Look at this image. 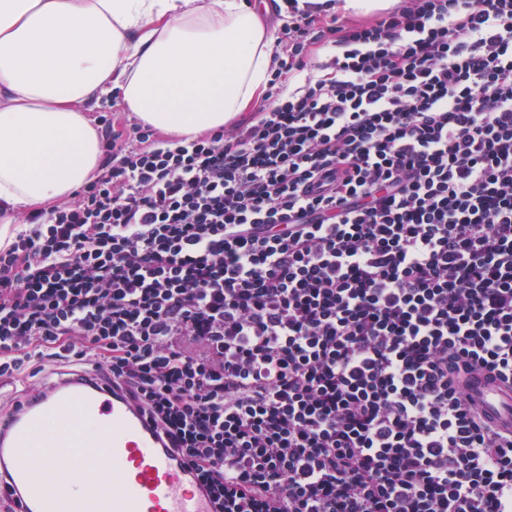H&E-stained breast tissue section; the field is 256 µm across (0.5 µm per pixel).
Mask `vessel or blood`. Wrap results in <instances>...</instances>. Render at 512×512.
<instances>
[{
  "mask_svg": "<svg viewBox=\"0 0 512 512\" xmlns=\"http://www.w3.org/2000/svg\"><path fill=\"white\" fill-rule=\"evenodd\" d=\"M465 393L512 430V388L476 373ZM0 420V503L8 512H213L167 436L90 371L52 374ZM111 471V482L100 475Z\"/></svg>",
  "mask_w": 512,
  "mask_h": 512,
  "instance_id": "1",
  "label": "vessel or blood"
}]
</instances>
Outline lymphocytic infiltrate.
I'll return each mask as SVG.
<instances>
[{
    "label": "lymphocytic infiltrate",
    "instance_id": "f902f5d3",
    "mask_svg": "<svg viewBox=\"0 0 512 512\" xmlns=\"http://www.w3.org/2000/svg\"><path fill=\"white\" fill-rule=\"evenodd\" d=\"M285 2L252 117L124 124L16 225L0 377L92 367L216 512H512V432L462 388L512 385V0Z\"/></svg>",
    "mask_w": 512,
    "mask_h": 512
}]
</instances>
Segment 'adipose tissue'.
I'll list each match as a JSON object with an SVG mask.
<instances>
[{
    "instance_id": "1",
    "label": "adipose tissue",
    "mask_w": 512,
    "mask_h": 512,
    "mask_svg": "<svg viewBox=\"0 0 512 512\" xmlns=\"http://www.w3.org/2000/svg\"><path fill=\"white\" fill-rule=\"evenodd\" d=\"M258 0H0V244L103 160L89 103L118 93L160 130L223 128L264 94Z\"/></svg>"
}]
</instances>
